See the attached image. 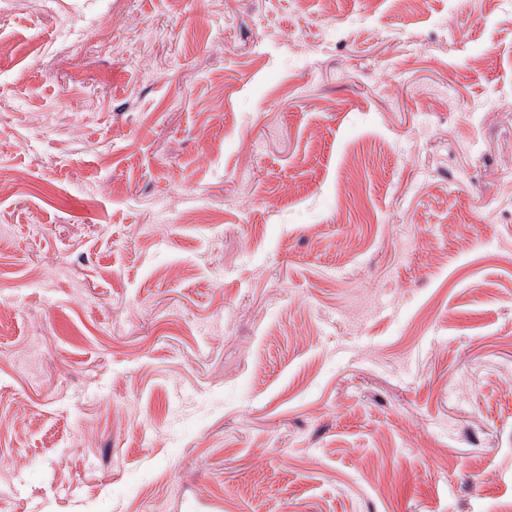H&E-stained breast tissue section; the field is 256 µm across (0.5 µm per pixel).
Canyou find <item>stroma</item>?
<instances>
[{
	"instance_id": "1",
	"label": "stroma",
	"mask_w": 512,
	"mask_h": 512,
	"mask_svg": "<svg viewBox=\"0 0 512 512\" xmlns=\"http://www.w3.org/2000/svg\"><path fill=\"white\" fill-rule=\"evenodd\" d=\"M507 0H0V512H499Z\"/></svg>"
}]
</instances>
